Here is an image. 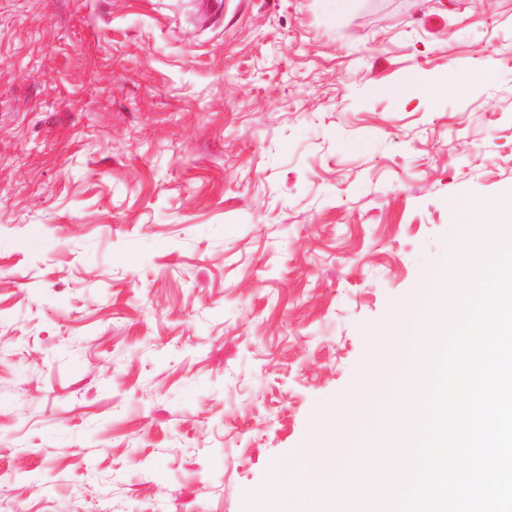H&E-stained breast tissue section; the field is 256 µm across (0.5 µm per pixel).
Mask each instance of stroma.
<instances>
[{"label": "stroma", "mask_w": 512, "mask_h": 512, "mask_svg": "<svg viewBox=\"0 0 512 512\" xmlns=\"http://www.w3.org/2000/svg\"><path fill=\"white\" fill-rule=\"evenodd\" d=\"M510 191L512 0H0V512H243Z\"/></svg>", "instance_id": "obj_1"}]
</instances>
